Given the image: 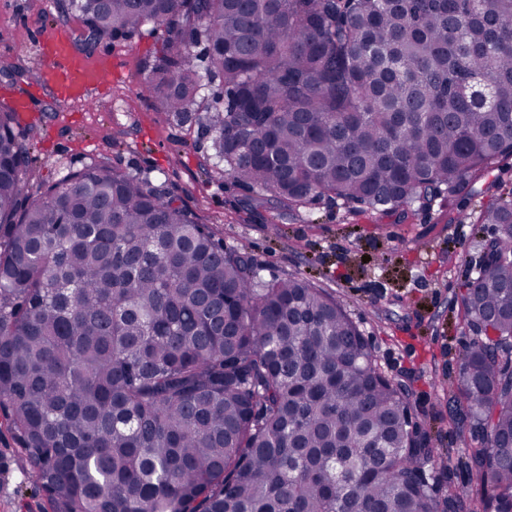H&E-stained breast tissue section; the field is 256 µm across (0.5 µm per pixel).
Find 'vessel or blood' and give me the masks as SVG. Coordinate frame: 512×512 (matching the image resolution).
I'll use <instances>...</instances> for the list:
<instances>
[{"label":"vessel or blood","instance_id":"vessel-or-blood-1","mask_svg":"<svg viewBox=\"0 0 512 512\" xmlns=\"http://www.w3.org/2000/svg\"><path fill=\"white\" fill-rule=\"evenodd\" d=\"M41 51L44 57L41 81L58 98L81 96L112 80V71L108 66H89L69 49L57 32L44 34Z\"/></svg>","mask_w":512,"mask_h":512}]
</instances>
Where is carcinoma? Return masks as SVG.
<instances>
[{
	"instance_id": "1",
	"label": "carcinoma",
	"mask_w": 512,
	"mask_h": 512,
	"mask_svg": "<svg viewBox=\"0 0 512 512\" xmlns=\"http://www.w3.org/2000/svg\"><path fill=\"white\" fill-rule=\"evenodd\" d=\"M86 45L152 24L145 90L289 209L453 202L512 156V0H61ZM203 41L198 59L193 46ZM205 71L224 87L193 116ZM0 108V414L50 512H512V191L461 293L448 384L476 492L313 281L102 159L46 185Z\"/></svg>"
}]
</instances>
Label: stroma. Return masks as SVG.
Here are the masks:
<instances>
[{
  "mask_svg": "<svg viewBox=\"0 0 512 512\" xmlns=\"http://www.w3.org/2000/svg\"><path fill=\"white\" fill-rule=\"evenodd\" d=\"M59 0H0V105L30 94L25 125L35 130L32 167L44 182L105 157L113 164L166 182L202 223L218 228L225 246L249 252L264 279L299 273L336 296L359 325L388 378L405 382L438 447L449 455L430 478L467 481L464 448L448 426V380L472 333L455 296L495 225L474 217L495 196L512 190V157L500 162L495 187L476 183L454 206L405 215L353 212L319 201L288 210L249 192L212 166V143L196 127L161 117L144 90L147 64L161 48L163 29L143 27L125 39L83 50L112 67L109 88L85 98L58 99L30 91L21 67L41 68L39 37L60 29L75 39L81 24L59 23ZM0 512H50L20 442L0 416Z\"/></svg>",
  "mask_w": 512,
  "mask_h": 512,
  "instance_id": "stroma-1",
  "label": "stroma"
}]
</instances>
